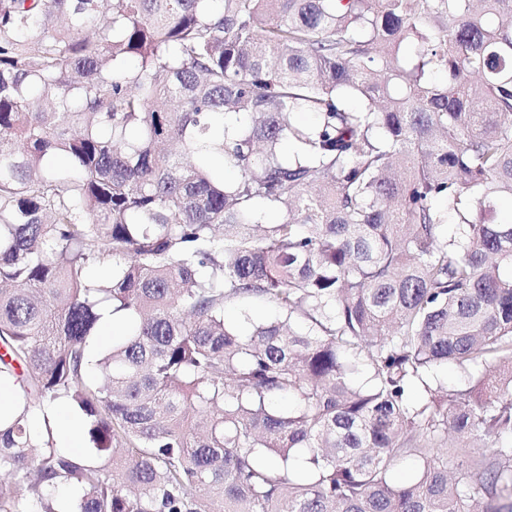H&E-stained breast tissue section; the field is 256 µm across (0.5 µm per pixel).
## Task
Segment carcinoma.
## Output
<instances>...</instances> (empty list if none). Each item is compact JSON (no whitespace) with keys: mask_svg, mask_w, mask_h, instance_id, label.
<instances>
[{"mask_svg":"<svg viewBox=\"0 0 512 512\" xmlns=\"http://www.w3.org/2000/svg\"><path fill=\"white\" fill-rule=\"evenodd\" d=\"M501 197L512 0H0V512H512ZM59 417L65 421V426L62 432V444L67 446V449L76 454L88 455L90 453V448L86 441L82 440V448H79L81 440L80 424L72 418L67 417L64 413H61ZM74 448H78V450H75Z\"/></svg>","mask_w":512,"mask_h":512,"instance_id":"obj_1","label":"carcinoma"}]
</instances>
